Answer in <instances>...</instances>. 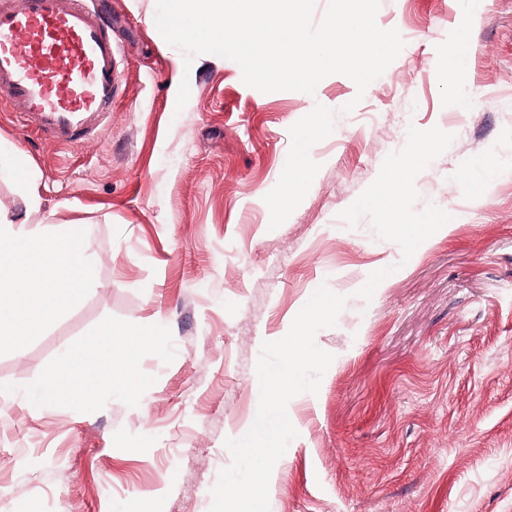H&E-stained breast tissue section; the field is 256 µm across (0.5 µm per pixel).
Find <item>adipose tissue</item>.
I'll return each mask as SVG.
<instances>
[{
    "label": "adipose tissue",
    "mask_w": 512,
    "mask_h": 512,
    "mask_svg": "<svg viewBox=\"0 0 512 512\" xmlns=\"http://www.w3.org/2000/svg\"><path fill=\"white\" fill-rule=\"evenodd\" d=\"M423 161V155L412 151L394 169L384 170L378 187L367 192L364 205L384 207L389 189L406 182ZM23 180L27 184L25 210L0 211V272L6 277L0 283V337L38 332L49 317L72 304L92 273L82 244L44 240L29 230L30 213L37 208L39 196L34 176L25 174ZM147 343V338L125 330L104 328L96 352L106 357H112L117 349L123 352L120 359H114L104 384L130 392L140 389L143 380L136 371L133 351ZM65 361V367L44 379V398L60 401L70 397L75 378L86 373L89 357L86 352L74 351Z\"/></svg>",
    "instance_id": "obj_1"
}]
</instances>
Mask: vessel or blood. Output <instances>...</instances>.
I'll use <instances>...</instances> for the list:
<instances>
[{
	"label": "vessel or blood",
	"instance_id": "1",
	"mask_svg": "<svg viewBox=\"0 0 512 512\" xmlns=\"http://www.w3.org/2000/svg\"><path fill=\"white\" fill-rule=\"evenodd\" d=\"M122 68L112 19L87 0H0V99L72 144L112 110Z\"/></svg>",
	"mask_w": 512,
	"mask_h": 512
}]
</instances>
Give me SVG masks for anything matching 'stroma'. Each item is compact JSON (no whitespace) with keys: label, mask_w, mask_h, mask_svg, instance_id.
Listing matches in <instances>:
<instances>
[{"label":"stroma","mask_w":512,"mask_h":512,"mask_svg":"<svg viewBox=\"0 0 512 512\" xmlns=\"http://www.w3.org/2000/svg\"><path fill=\"white\" fill-rule=\"evenodd\" d=\"M107 2L123 71L100 129L65 145L0 100V155L29 156L37 232L79 234L94 263L69 308L0 343V512H209L225 442L258 409L261 345L322 284L347 303L315 337L334 356L318 393L287 408L298 435L271 512H512V0L468 22L460 0H381L376 23L404 47L360 101L342 74L263 93L233 60L185 65L156 0ZM318 103L338 112L311 150L321 168L270 229L289 129ZM416 134L431 154L386 210L363 206ZM428 211L438 222L409 242L399 221ZM109 324L151 337L138 397L99 382ZM75 348L92 354L89 381L42 401Z\"/></svg>","instance_id":"stroma-1"}]
</instances>
